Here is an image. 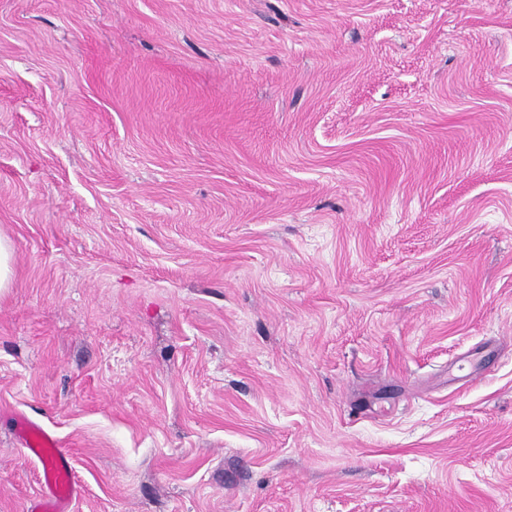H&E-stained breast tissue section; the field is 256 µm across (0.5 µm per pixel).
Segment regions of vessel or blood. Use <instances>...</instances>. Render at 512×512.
<instances>
[{"instance_id":"1","label":"vessel or blood","mask_w":512,"mask_h":512,"mask_svg":"<svg viewBox=\"0 0 512 512\" xmlns=\"http://www.w3.org/2000/svg\"><path fill=\"white\" fill-rule=\"evenodd\" d=\"M17 436L28 456L41 466V491L29 500L26 512H72L77 493L70 452L36 423L20 418Z\"/></svg>"}]
</instances>
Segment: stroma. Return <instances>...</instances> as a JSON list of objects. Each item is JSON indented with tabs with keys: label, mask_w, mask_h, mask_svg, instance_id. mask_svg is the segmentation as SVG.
I'll return each mask as SVG.
<instances>
[{
	"label": "stroma",
	"mask_w": 512,
	"mask_h": 512,
	"mask_svg": "<svg viewBox=\"0 0 512 512\" xmlns=\"http://www.w3.org/2000/svg\"><path fill=\"white\" fill-rule=\"evenodd\" d=\"M0 512H512V0H0ZM13 279V249L0 237V292L9 288ZM17 436L23 451L42 466L41 491L29 500L26 512H71L77 493L70 452L36 423L21 417Z\"/></svg>",
	"instance_id": "35a3bbf8"
}]
</instances>
